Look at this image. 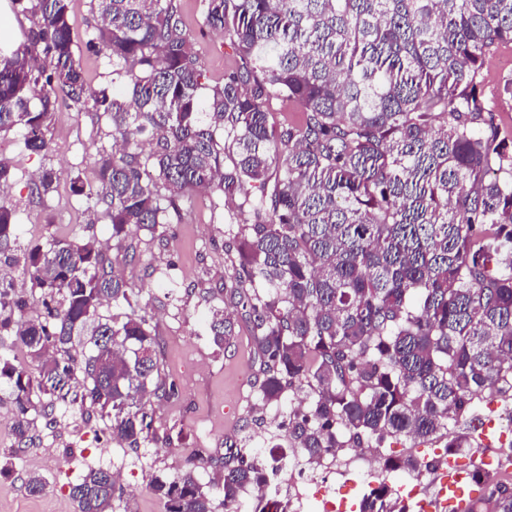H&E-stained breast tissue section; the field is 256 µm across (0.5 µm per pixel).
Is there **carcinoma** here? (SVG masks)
Wrapping results in <instances>:
<instances>
[{"label":"carcinoma","mask_w":512,"mask_h":512,"mask_svg":"<svg viewBox=\"0 0 512 512\" xmlns=\"http://www.w3.org/2000/svg\"><path fill=\"white\" fill-rule=\"evenodd\" d=\"M94 2L101 24L89 47L112 57V82L132 84V101L87 84L70 0H10L30 27L23 43L0 44V132L46 150L61 93L109 115L120 146L97 151L100 188L78 176L71 188L104 206L117 246L186 193L223 191L238 225L231 295L255 341L259 401H298L278 429L310 468L334 448L399 434L449 433L451 455L471 447V430L456 427L473 421L474 399H512V140L479 96L487 61L512 44V0H206V27L236 55L211 89L177 0ZM273 101L297 117L274 120ZM54 181L42 171L36 193ZM17 240L1 200L0 270L19 263ZM24 264L31 297L0 276V340L40 364L34 395L22 363L0 357L17 450L73 383L113 443L152 441L147 403L178 386L161 372L139 293L91 240L53 238ZM110 302L127 312L103 317ZM209 333L218 347L233 335L223 310L210 309ZM382 461L389 471L438 465ZM207 464L219 482L201 483L195 455L153 479L165 512H214L216 496L238 512L243 489L266 480L233 450ZM477 479L484 492L469 512H512L511 484ZM71 494L79 512L122 501L101 468ZM379 499L408 512L385 484L359 512Z\"/></svg>","instance_id":"cac0c4a2"}]
</instances>
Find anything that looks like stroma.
<instances>
[{"label": "stroma", "instance_id": "stroma-1", "mask_svg": "<svg viewBox=\"0 0 512 512\" xmlns=\"http://www.w3.org/2000/svg\"><path fill=\"white\" fill-rule=\"evenodd\" d=\"M184 29L203 62L206 83L222 84L224 68L234 59L221 33L204 24V0H179ZM70 25L76 59L88 85L94 89L112 85V64L105 54L88 50L99 25L92 0H70ZM512 79V67L485 71L479 92L494 110L503 135L512 137V96L503 87ZM47 151H27L19 132L0 133V158L10 164L4 193L15 213L21 247L43 244L50 238L95 239L109 257L114 272L141 292L139 314L147 316L159 334L162 371L179 386L169 401L154 400L147 409L157 427V444L127 448L113 444L99 417L79 405L58 403L55 422L38 426L33 443L15 451L12 436L9 385L0 383V460L9 459L10 472L0 475V512H79L70 489L89 470L123 469L124 500L128 512H165L164 503L150 490L155 476H170L181 469L184 458L197 444L200 429L210 436L209 455H223L229 442L243 437L254 440L262 452L271 444L289 448L271 414L255 406V374L258 359L244 319V312L230 295L233 256L229 243L234 225L224 220V196L218 189L187 194L179 211L169 212L166 223L133 231L124 248H115L110 224L100 209L73 195L71 181L81 177L96 184L93 162L96 149L111 147L112 122L92 107L76 110L60 103L49 135ZM56 173L53 191L44 198L30 188L43 169ZM224 309L235 323L233 336L224 347L209 338L211 307ZM447 436L414 441L387 438L383 453L410 456L420 461L443 459ZM39 474L50 483L43 495H30L26 476ZM434 472L414 480L411 472H384L377 459L345 461L332 474L330 485L345 501V512H358V500L369 486L384 481L407 494L420 483L422 495H430Z\"/></svg>", "mask_w": 512, "mask_h": 512}]
</instances>
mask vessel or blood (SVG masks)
Returning <instances> with one entry per match:
<instances>
[{
  "instance_id": "obj_1",
  "label": "vessel or blood",
  "mask_w": 512,
  "mask_h": 512,
  "mask_svg": "<svg viewBox=\"0 0 512 512\" xmlns=\"http://www.w3.org/2000/svg\"><path fill=\"white\" fill-rule=\"evenodd\" d=\"M479 463L449 457L442 460L429 500L423 501V512H469L478 497L475 474Z\"/></svg>"
}]
</instances>
